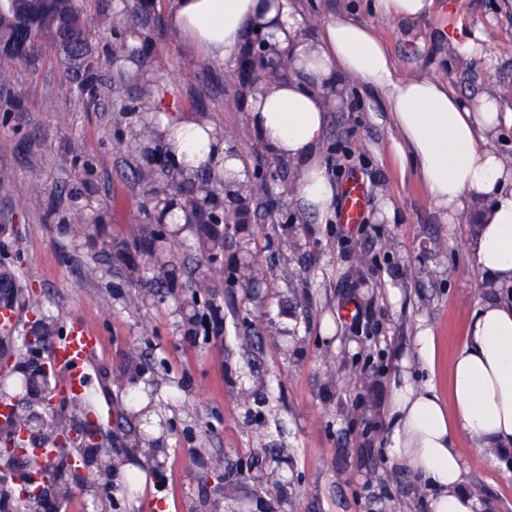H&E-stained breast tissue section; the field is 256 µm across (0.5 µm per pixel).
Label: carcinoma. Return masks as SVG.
I'll return each instance as SVG.
<instances>
[{
  "instance_id": "cac0c4a2",
  "label": "carcinoma",
  "mask_w": 512,
  "mask_h": 512,
  "mask_svg": "<svg viewBox=\"0 0 512 512\" xmlns=\"http://www.w3.org/2000/svg\"><path fill=\"white\" fill-rule=\"evenodd\" d=\"M87 35L77 0H0V47L12 59L36 60L43 38L79 57Z\"/></svg>"
}]
</instances>
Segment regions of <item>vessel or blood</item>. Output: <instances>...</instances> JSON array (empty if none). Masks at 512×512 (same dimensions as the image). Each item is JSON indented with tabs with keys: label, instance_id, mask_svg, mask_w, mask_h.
Masks as SVG:
<instances>
[{
	"label": "vessel or blood",
	"instance_id": "obj_1",
	"mask_svg": "<svg viewBox=\"0 0 512 512\" xmlns=\"http://www.w3.org/2000/svg\"><path fill=\"white\" fill-rule=\"evenodd\" d=\"M364 190L359 182H350L345 194L343 217L346 223L358 220L363 206ZM101 339L82 321L69 320L64 335L49 350L46 368L61 375L60 394L71 402H79L93 384L91 357L100 346Z\"/></svg>",
	"mask_w": 512,
	"mask_h": 512
}]
</instances>
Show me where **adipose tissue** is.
<instances>
[{
    "label": "adipose tissue",
    "mask_w": 512,
    "mask_h": 512,
    "mask_svg": "<svg viewBox=\"0 0 512 512\" xmlns=\"http://www.w3.org/2000/svg\"><path fill=\"white\" fill-rule=\"evenodd\" d=\"M169 23L208 60L242 56L262 38L291 66L292 77L248 94V122L270 155L298 163L294 198L320 222L336 212V185L321 151L324 94L344 77L382 93L401 137L396 157L413 162L433 206L446 218L473 222L485 295L448 367L454 405L414 379L416 365L435 360L431 329L422 322L389 381L384 415L392 462L429 486L428 512H482L456 444L465 435L493 454L512 453V304L495 294L512 284V165L490 144L502 123L512 124V111L495 98L466 103L433 76H399L385 44L348 17L327 23L320 42L307 41L294 0H175ZM132 120L155 128L158 146L181 174L204 168L227 188L244 182V159L211 121L155 100Z\"/></svg>",
    "instance_id": "obj_1"
}]
</instances>
